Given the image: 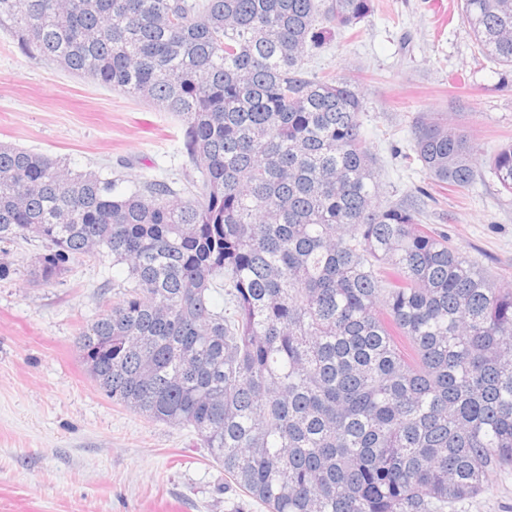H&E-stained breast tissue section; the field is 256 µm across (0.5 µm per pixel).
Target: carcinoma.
I'll return each instance as SVG.
<instances>
[{"instance_id":"1","label":"carcinoma","mask_w":512,"mask_h":512,"mask_svg":"<svg viewBox=\"0 0 512 512\" xmlns=\"http://www.w3.org/2000/svg\"><path fill=\"white\" fill-rule=\"evenodd\" d=\"M374 0H0L31 58L180 118L199 179L121 191L0 143V244L50 282L124 264L78 336L112 401L191 429L266 512H443L512 466V289L382 204L358 87L304 61ZM512 69V0H462ZM431 177L466 188V129L421 122ZM492 171L512 192V143ZM224 297L215 302L214 294Z\"/></svg>"}]
</instances>
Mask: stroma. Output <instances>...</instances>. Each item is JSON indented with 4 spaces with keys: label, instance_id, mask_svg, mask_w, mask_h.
Returning <instances> with one entry per match:
<instances>
[{
    "label": "stroma",
    "instance_id": "35a3bbf8",
    "mask_svg": "<svg viewBox=\"0 0 512 512\" xmlns=\"http://www.w3.org/2000/svg\"><path fill=\"white\" fill-rule=\"evenodd\" d=\"M356 30L307 67L358 83L382 199L423 195L427 224L512 287V194L491 170L512 140V72L479 53L460 0H375ZM433 118L472 138L468 189L440 186L412 157L417 121ZM181 129L172 113L26 57L0 30V142L133 187L197 177ZM41 250L11 246L0 280V512H263L225 482L194 433L112 402L90 376L77 336L111 306L125 266L87 258L45 284L33 268ZM445 512H512V468Z\"/></svg>",
    "mask_w": 512,
    "mask_h": 512
}]
</instances>
